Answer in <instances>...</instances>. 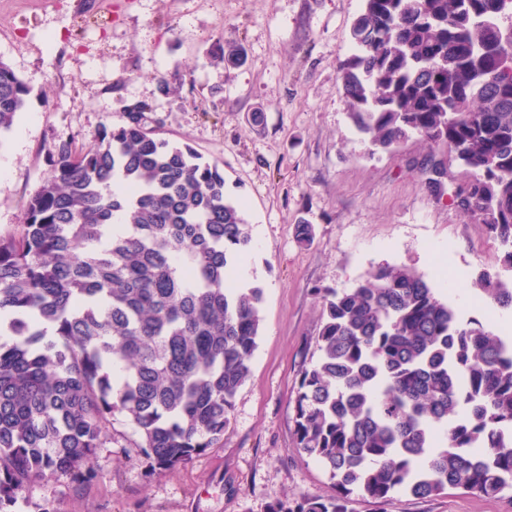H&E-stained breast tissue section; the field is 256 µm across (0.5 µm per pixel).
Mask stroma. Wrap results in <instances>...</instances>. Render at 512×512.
<instances>
[{"instance_id": "stroma-1", "label": "stroma", "mask_w": 512, "mask_h": 512, "mask_svg": "<svg viewBox=\"0 0 512 512\" xmlns=\"http://www.w3.org/2000/svg\"><path fill=\"white\" fill-rule=\"evenodd\" d=\"M363 0H0V60L30 88L0 139V230L22 223L28 197L52 170L48 148L76 146L124 123L138 101L155 108L157 137L186 143L224 169L225 195L251 228L248 284L263 290L262 330L248 381L217 447L149 474L140 435L122 416L98 449L102 480L63 476L36 485L16 512H270L286 498L335 494L328 473L301 454L293 404L316 357L324 294L353 288L373 268L402 265L427 279L462 318L500 332L472 283L501 270L483 225L419 173L435 157L447 189L467 174L453 155L409 139L370 153L347 115L339 65ZM239 43L238 67L215 61ZM176 88L160 95L155 78ZM314 228L299 245L295 226ZM355 512H512L498 496L450 489L404 493Z\"/></svg>"}]
</instances>
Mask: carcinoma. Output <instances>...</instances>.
<instances>
[{
	"instance_id": "1",
	"label": "carcinoma",
	"mask_w": 512,
	"mask_h": 512,
	"mask_svg": "<svg viewBox=\"0 0 512 512\" xmlns=\"http://www.w3.org/2000/svg\"><path fill=\"white\" fill-rule=\"evenodd\" d=\"M512 0H364L341 66L348 116L372 152L417 138L465 158L472 201L512 272ZM227 67L243 48L222 47ZM30 90L0 59V133ZM136 102L85 148L50 146L52 174L0 232V512L60 476L100 477L122 415L148 471L215 446L250 376L263 291L229 280L251 246L224 169L149 128ZM123 215L114 228L115 213ZM476 290L512 310V284ZM317 357L294 401L296 448L327 470L329 498L271 512H354L448 488H512V340L463 320L422 275L379 266L325 295Z\"/></svg>"
}]
</instances>
